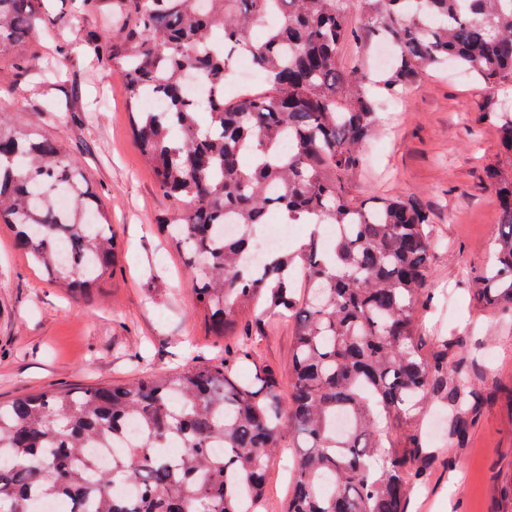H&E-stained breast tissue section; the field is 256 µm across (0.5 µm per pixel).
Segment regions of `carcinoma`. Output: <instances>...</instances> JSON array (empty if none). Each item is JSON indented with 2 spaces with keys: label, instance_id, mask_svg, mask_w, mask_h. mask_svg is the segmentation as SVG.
I'll return each instance as SVG.
<instances>
[{
  "label": "carcinoma",
  "instance_id": "cac0c4a2",
  "mask_svg": "<svg viewBox=\"0 0 512 512\" xmlns=\"http://www.w3.org/2000/svg\"><path fill=\"white\" fill-rule=\"evenodd\" d=\"M112 16L120 26L102 30L95 51L110 53L136 143L176 203L162 226L193 301L215 336L238 335L245 313L256 336L270 318L290 322L288 378L258 365L240 376L253 361L242 342L211 364L1 403L0 512L45 502L58 512H260L287 432L298 451L284 512H409L425 457L406 434L416 410L446 401L458 436L478 402L447 350L428 360L414 336L437 246L428 215L400 196L357 202L348 177L363 166L381 100L427 69L452 63L486 89L512 82V0H112ZM44 23V0H0V54ZM255 27L265 28L260 40ZM348 41L358 58L345 69L338 50ZM376 41L394 57L375 74ZM236 52L269 89L228 102ZM193 78L210 89L197 101ZM486 117L512 154V113ZM3 125L0 223L51 281L89 290L116 263L107 213L53 137ZM494 186L493 257L471 280L477 304L508 316L512 171ZM272 214L313 226L298 289L294 257L250 260L254 228ZM94 448L113 449L109 466Z\"/></svg>",
  "mask_w": 512,
  "mask_h": 512
}]
</instances>
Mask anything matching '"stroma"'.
I'll list each match as a JSON object with an SVG mask.
<instances>
[{
  "mask_svg": "<svg viewBox=\"0 0 512 512\" xmlns=\"http://www.w3.org/2000/svg\"><path fill=\"white\" fill-rule=\"evenodd\" d=\"M112 0L96 8L54 0L51 22L36 38L0 57V118L16 129L57 139L79 161L108 211L116 235L114 272L71 295L29 264L0 228V401L43 391L121 383L146 370L174 371L224 355L196 311L191 282L160 221L174 208L140 156L126 90L91 43ZM39 76L16 80L23 59ZM512 110V83L485 91L471 76L427 71L393 108L378 114L365 168L348 182L357 200L403 196L430 217L438 247L414 314L425 353L448 339L449 363L465 361L477 383L480 412L458 444L435 410L414 427L435 455L412 497V512H512V325L477 306L463 267H482L497 233L491 171L512 170L482 103ZM290 323L275 324L257 348L259 363L287 371Z\"/></svg>",
  "mask_w": 512,
  "mask_h": 512,
  "instance_id": "obj_1",
  "label": "stroma"
}]
</instances>
